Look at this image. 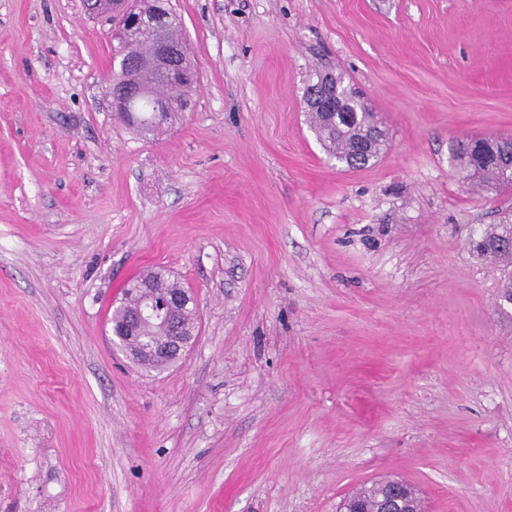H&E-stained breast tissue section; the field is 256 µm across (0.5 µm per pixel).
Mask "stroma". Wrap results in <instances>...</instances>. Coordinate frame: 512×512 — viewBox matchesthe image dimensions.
Returning a JSON list of instances; mask_svg holds the SVG:
<instances>
[{
	"label": "stroma",
	"instance_id": "stroma-1",
	"mask_svg": "<svg viewBox=\"0 0 512 512\" xmlns=\"http://www.w3.org/2000/svg\"><path fill=\"white\" fill-rule=\"evenodd\" d=\"M196 70L142 137L83 0H0V512H338L396 475L427 512H512V305L471 241L512 217L451 140L512 137V0H170ZM342 77L389 144L329 161ZM163 268L200 332L113 347Z\"/></svg>",
	"mask_w": 512,
	"mask_h": 512
}]
</instances>
